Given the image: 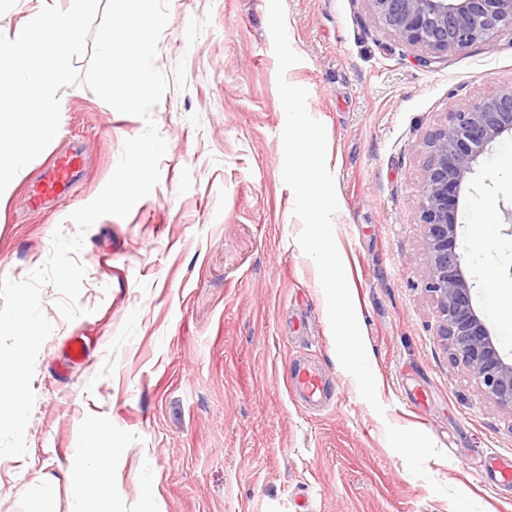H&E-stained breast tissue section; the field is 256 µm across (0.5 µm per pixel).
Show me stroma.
Returning <instances> with one entry per match:
<instances>
[{"mask_svg": "<svg viewBox=\"0 0 512 512\" xmlns=\"http://www.w3.org/2000/svg\"><path fill=\"white\" fill-rule=\"evenodd\" d=\"M283 4L301 61L282 77L308 90L326 128L335 243L384 414L340 366L316 265L296 242L268 0H170L156 59L169 88L152 112L167 143L160 181L127 217L86 232L85 315L65 320L56 289H42L55 330L36 361L27 454L0 458V512H37L31 485L72 512L69 460L99 446L102 424L122 447L112 495L126 512H512V485L482 475L487 454H512V412L437 341L418 220L427 141L449 112L512 86V30L425 66L421 48L374 22L369 0ZM58 95L56 137L0 201V277L41 267L55 230L76 234L70 214L146 127L87 88ZM68 145L83 150L75 189L30 206V184ZM490 163L479 158L456 205L481 311L486 275L512 292V170ZM485 203L497 213L479 249ZM73 336L86 347L78 363L64 348ZM306 356L333 391L326 408L291 393ZM407 431L421 434L419 451L403 450Z\"/></svg>", "mask_w": 512, "mask_h": 512, "instance_id": "stroma-1", "label": "stroma"}]
</instances>
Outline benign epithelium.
Segmentation results:
<instances>
[{
	"label": "benign epithelium",
	"mask_w": 512,
	"mask_h": 512,
	"mask_svg": "<svg viewBox=\"0 0 512 512\" xmlns=\"http://www.w3.org/2000/svg\"><path fill=\"white\" fill-rule=\"evenodd\" d=\"M373 19L426 52L429 65L512 28V0H369ZM512 137V87L449 113L429 142L419 203L425 230V289L440 313L437 336L450 360L477 382L480 393L512 410V360L500 354L472 303L456 253L453 210L467 174L497 139Z\"/></svg>",
	"instance_id": "obj_1"
}]
</instances>
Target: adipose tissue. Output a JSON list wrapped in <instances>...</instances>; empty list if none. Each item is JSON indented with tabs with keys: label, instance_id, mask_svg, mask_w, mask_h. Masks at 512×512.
Wrapping results in <instances>:
<instances>
[{
	"label": "adipose tissue",
	"instance_id": "ef3b65f1",
	"mask_svg": "<svg viewBox=\"0 0 512 512\" xmlns=\"http://www.w3.org/2000/svg\"><path fill=\"white\" fill-rule=\"evenodd\" d=\"M117 445L85 448L77 454L74 467L86 477L76 493L74 512H125L122 502L112 496V464Z\"/></svg>",
	"mask_w": 512,
	"mask_h": 512
}]
</instances>
